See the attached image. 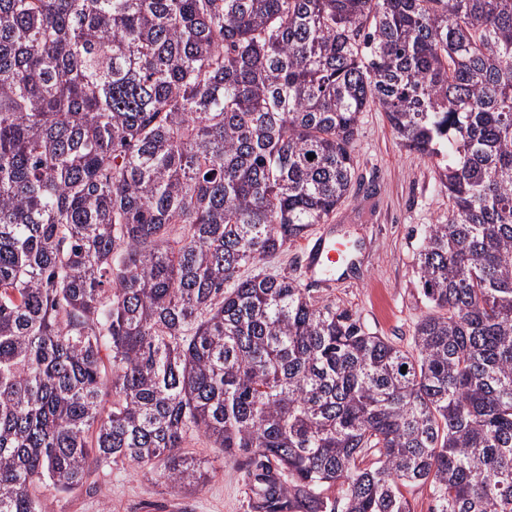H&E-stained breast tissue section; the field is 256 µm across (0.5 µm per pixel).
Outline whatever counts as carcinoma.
<instances>
[{
    "label": "carcinoma",
    "instance_id": "cac0c4a2",
    "mask_svg": "<svg viewBox=\"0 0 512 512\" xmlns=\"http://www.w3.org/2000/svg\"><path fill=\"white\" fill-rule=\"evenodd\" d=\"M372 107L445 163L406 349L240 275L348 199ZM194 433L259 512H512V0H0V512L197 490ZM187 446L184 451L214 469L201 490L174 494L157 476L112 465L93 474L74 494L46 492L48 512H256L248 458L227 460L224 449L210 448L206 438L197 435Z\"/></svg>",
    "mask_w": 512,
    "mask_h": 512
}]
</instances>
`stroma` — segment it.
Masks as SVG:
<instances>
[{"mask_svg": "<svg viewBox=\"0 0 512 512\" xmlns=\"http://www.w3.org/2000/svg\"><path fill=\"white\" fill-rule=\"evenodd\" d=\"M435 160L406 150L383 112H365L355 143V174L348 200L330 223L337 240L356 247L357 260L330 288L310 284L303 265L305 239L289 242L263 272L285 275L316 300L350 310L369 332L406 348L427 311L417 256L429 225L448 216V192ZM188 451L213 472L197 491L179 494L152 474L126 465L101 468L73 494L52 492L49 512H254L252 466L226 459L223 449L193 436Z\"/></svg>", "mask_w": 512, "mask_h": 512, "instance_id": "1", "label": "stroma"}]
</instances>
